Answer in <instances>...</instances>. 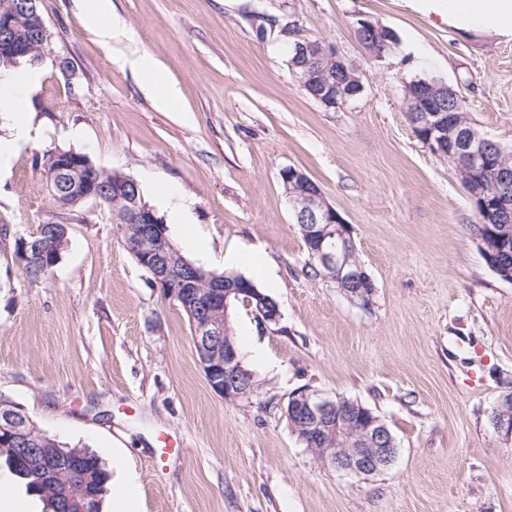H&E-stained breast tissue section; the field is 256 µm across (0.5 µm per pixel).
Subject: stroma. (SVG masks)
Here are the masks:
<instances>
[{
	"label": "stroma",
	"mask_w": 512,
	"mask_h": 512,
	"mask_svg": "<svg viewBox=\"0 0 512 512\" xmlns=\"http://www.w3.org/2000/svg\"><path fill=\"white\" fill-rule=\"evenodd\" d=\"M124 38L102 41L83 0H40L51 39L34 72L30 134L0 162V397L49 436L121 457L137 512H512V440L490 421L512 390V282L487 265L470 196L415 136L403 85L437 78L479 132L512 148V40L464 36L406 0H112ZM399 46L370 58L355 15ZM298 20L362 71L341 110L301 90L278 28ZM148 55L181 93L158 109L128 59ZM67 59L71 80L55 65ZM60 147L140 183L159 217L171 185L192 200L193 263L253 278L280 306L232 320L254 392L209 387L181 306L137 264L103 207L67 213L68 245L44 282L13 260L15 236L59 211L35 162ZM302 170L348 225L375 284L350 302L310 259L280 178ZM303 388L362 402L396 438L387 469L354 476L314 457L285 409Z\"/></svg>",
	"instance_id": "35a3bbf8"
}]
</instances>
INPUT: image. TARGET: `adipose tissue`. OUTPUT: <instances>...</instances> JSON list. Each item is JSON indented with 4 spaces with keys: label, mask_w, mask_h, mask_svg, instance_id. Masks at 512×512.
<instances>
[{
    "label": "adipose tissue",
    "mask_w": 512,
    "mask_h": 512,
    "mask_svg": "<svg viewBox=\"0 0 512 512\" xmlns=\"http://www.w3.org/2000/svg\"><path fill=\"white\" fill-rule=\"evenodd\" d=\"M440 15L449 26L464 33L512 38V0H443ZM130 67L143 80L158 108H174L179 100V91L164 80L151 57H136L131 60ZM35 82V75L27 73L8 77L0 85V100L15 113V135L19 138L26 131L27 98Z\"/></svg>",
    "instance_id": "1"
}]
</instances>
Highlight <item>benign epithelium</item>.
Here are the masks:
<instances>
[{"label": "benign epithelium", "instance_id": "7a95c632", "mask_svg": "<svg viewBox=\"0 0 512 512\" xmlns=\"http://www.w3.org/2000/svg\"><path fill=\"white\" fill-rule=\"evenodd\" d=\"M39 0H0V71H7L18 59L43 49L50 41V32L38 13ZM294 57L290 70L302 69L296 79L304 83L314 76L321 83L318 99L329 107L342 109L363 91L360 67L345 59L330 43L318 39L301 38L293 43ZM342 69L347 78L336 79L330 63ZM436 85L413 99L406 100L411 108L412 126L423 133L424 145L438 157L455 160L465 170L475 167L487 157V138L462 128L457 113L464 111L458 104L455 111H448L442 97L435 93ZM47 164L68 187V206H76L86 200H99L101 190L96 180L98 167L91 158L74 150L56 148L47 155ZM280 177L292 197L295 223L304 228L314 243V252L320 260L335 271L338 284L353 285L348 300L362 307L371 304L375 291L365 287L363 270L350 263L347 255L335 245V239L350 236V230L336 210L325 200L318 185L302 171L287 167ZM498 185L492 194L487 187L477 189L472 201L482 206L476 209L478 216L493 215L498 219L512 220V173L495 171ZM108 196L124 204L126 224L133 227L134 235L128 239V249L152 277L154 284L168 297L196 298L200 319L193 324V343L200 357L207 382L213 392L227 402L249 397L254 390L252 375L243 368L236 347L224 340V317L232 302L246 296L249 305L256 306L255 317L266 327L276 325L281 318L280 307L267 299L255 288L228 286L221 282L210 283V276L201 275L198 268L183 256L173 252L170 241L163 232L160 219L140 195L138 181L123 175L112 183ZM39 239L22 240L14 250L15 263L27 266L40 253ZM297 424L308 429L322 428L334 416L332 401L318 392H302L293 408ZM24 419L15 411H0V432L20 440ZM364 438L373 442L371 448H353L343 454L323 449V460L331 466L355 475L368 476L392 464L395 449L393 439L387 437L386 428L379 421H372L364 429ZM40 469L47 472L70 471L73 465L61 455L39 452Z\"/></svg>", "mask_w": 512, "mask_h": 512}]
</instances>
